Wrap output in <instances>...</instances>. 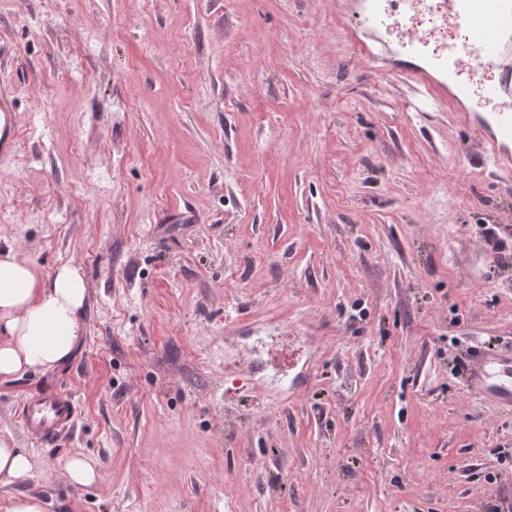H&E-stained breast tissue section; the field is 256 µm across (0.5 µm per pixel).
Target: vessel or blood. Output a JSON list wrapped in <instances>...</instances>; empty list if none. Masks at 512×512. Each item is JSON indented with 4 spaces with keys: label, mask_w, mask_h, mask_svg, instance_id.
I'll list each match as a JSON object with an SVG mask.
<instances>
[{
    "label": "vessel or blood",
    "mask_w": 512,
    "mask_h": 512,
    "mask_svg": "<svg viewBox=\"0 0 512 512\" xmlns=\"http://www.w3.org/2000/svg\"><path fill=\"white\" fill-rule=\"evenodd\" d=\"M422 3L448 26L464 29V41L449 45L446 54L432 59L420 69V80L437 98L462 102L470 91L462 74L475 67L489 72L499 70L508 48L505 36L512 31V0H399L397 7H381L380 0H358L356 25L361 30L381 31L393 28L404 33L403 51L410 56L423 54L424 36L407 20L414 3ZM487 97L502 101L499 111L483 118L493 134L489 138L494 164L512 166V104L508 103L507 85L498 82L485 89ZM469 383L487 398L512 405V353L480 351L470 368ZM20 421L31 439L37 442L55 440L70 431L77 419L73 396L64 390L50 388L23 398L19 404Z\"/></svg>",
    "instance_id": "vessel-or-blood-1"
}]
</instances>
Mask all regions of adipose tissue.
<instances>
[{
	"label": "adipose tissue",
	"mask_w": 512,
	"mask_h": 512,
	"mask_svg": "<svg viewBox=\"0 0 512 512\" xmlns=\"http://www.w3.org/2000/svg\"><path fill=\"white\" fill-rule=\"evenodd\" d=\"M88 288L72 263L46 274L13 249L0 250V379L47 372L66 362L83 336ZM35 457L0 433V482L20 484Z\"/></svg>",
	"instance_id": "ef3b65f1"
}]
</instances>
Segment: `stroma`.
<instances>
[{"instance_id": "35a3bbf8", "label": "stroma", "mask_w": 512, "mask_h": 512, "mask_svg": "<svg viewBox=\"0 0 512 512\" xmlns=\"http://www.w3.org/2000/svg\"><path fill=\"white\" fill-rule=\"evenodd\" d=\"M0 0V249L74 262L85 335L0 381L48 512H512V169L343 0ZM492 238L481 235L482 228ZM299 388L284 389L288 378ZM57 386L78 424L34 443ZM98 472L73 484L65 462ZM470 386L502 405H512V353L479 351L470 368ZM19 417L27 434L36 442L55 440L70 431L77 419L73 396L64 390L49 388L23 398Z\"/></svg>"}]
</instances>
